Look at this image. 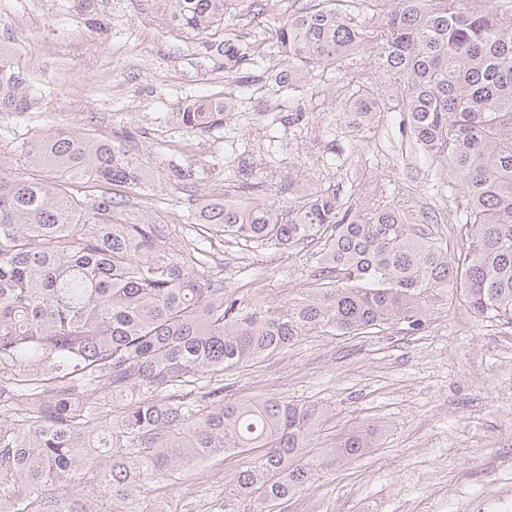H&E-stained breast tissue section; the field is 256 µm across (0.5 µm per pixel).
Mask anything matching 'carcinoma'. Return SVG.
Returning a JSON list of instances; mask_svg holds the SVG:
<instances>
[{
	"mask_svg": "<svg viewBox=\"0 0 512 512\" xmlns=\"http://www.w3.org/2000/svg\"><path fill=\"white\" fill-rule=\"evenodd\" d=\"M163 2L179 30H224L227 0ZM278 41L290 68L334 71L365 50L401 82L402 126L461 188L456 252L410 210L364 204L375 192L365 183L346 206L333 186L277 209L227 191L205 198L176 250L168 225L112 193L143 186L122 138L56 131L18 146L13 163L0 147V512H164L152 493L175 476L247 453L212 512L257 491L279 505L377 447L376 433L353 430L310 456L323 408L228 398L224 371L312 332H418L442 288L461 287L475 317L512 326V12L497 0H382L368 41L348 10L302 8ZM208 46L226 61L243 55L231 38ZM21 84L0 46V112L27 109ZM347 86L354 124L372 123L379 93L353 76ZM226 112L191 102L174 118L210 129ZM89 177L98 192H84ZM171 177L184 190L196 182L188 166ZM227 237L319 242V287L286 311H242L204 271L203 244Z\"/></svg>",
	"mask_w": 512,
	"mask_h": 512,
	"instance_id": "carcinoma-1",
	"label": "carcinoma"
}]
</instances>
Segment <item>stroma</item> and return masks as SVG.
Masks as SVG:
<instances>
[{
    "mask_svg": "<svg viewBox=\"0 0 512 512\" xmlns=\"http://www.w3.org/2000/svg\"><path fill=\"white\" fill-rule=\"evenodd\" d=\"M330 0H228L225 35L245 48L234 67L142 0H0V44L30 100L24 113L0 112V144L15 147L56 130L109 139L129 132L130 154L147 190L130 205L170 228L171 246L193 234L195 199L168 178L192 166L197 197H223L247 171L261 199L292 197L334 185L348 198L356 181L381 185L380 205H403L442 242L455 244L458 189L440 185L441 159L400 133L402 115L381 112L352 132L343 71L308 69L282 86L277 43L283 19ZM224 99V125L177 126L178 100ZM287 112L299 124L282 123ZM317 243L282 251L232 240L214 245L205 271L246 309L285 310L315 287ZM235 397H276L325 409L311 441L318 455L351 430L373 428L378 446L316 476L281 505L253 494L234 512H476L480 501L512 498V330L473 316L460 290L442 289L424 330L394 326L377 334L331 331L300 338L252 366L225 371ZM246 456L215 458L208 477L191 472L167 491L174 512H208Z\"/></svg>",
    "mask_w": 512,
    "mask_h": 512,
    "instance_id": "stroma-1",
    "label": "stroma"
}]
</instances>
